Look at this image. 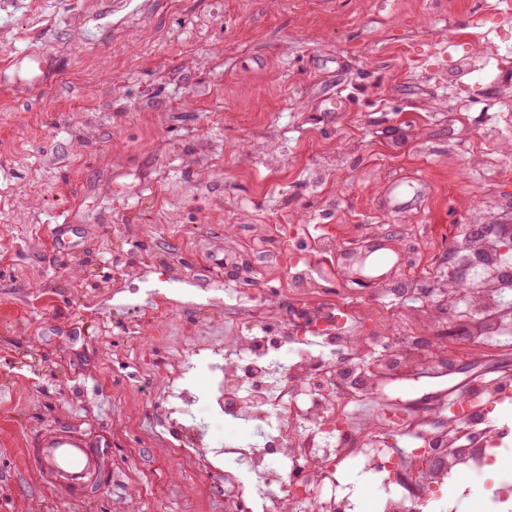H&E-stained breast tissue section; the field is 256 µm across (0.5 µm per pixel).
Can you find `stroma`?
<instances>
[{
    "label": "stroma",
    "instance_id": "1",
    "mask_svg": "<svg viewBox=\"0 0 512 512\" xmlns=\"http://www.w3.org/2000/svg\"><path fill=\"white\" fill-rule=\"evenodd\" d=\"M488 0H0V58L47 56L0 82V512H220L216 479L151 436L157 388L138 361L200 323L207 284L267 299V329L338 304L387 322L366 289L315 268V298L292 295L289 264L309 235L338 252L377 235L436 234L418 284L448 268L451 230L479 200L512 209V125L500 122L512 67L459 84L481 52ZM496 128L478 150L451 131ZM423 185L417 209L381 208L385 186ZM67 222L70 247L51 228ZM277 225L256 254L259 225ZM301 224L305 233H288ZM138 322V334L126 326ZM452 370L385 378L384 411L448 415L450 389L512 373V351L474 349ZM64 427L91 441V494L45 481L28 450Z\"/></svg>",
    "mask_w": 512,
    "mask_h": 512
}]
</instances>
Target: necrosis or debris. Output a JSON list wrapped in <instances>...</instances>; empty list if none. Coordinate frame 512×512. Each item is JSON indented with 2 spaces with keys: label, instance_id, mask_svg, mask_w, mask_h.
Listing matches in <instances>:
<instances>
[{
  "label": "necrosis or debris",
  "instance_id": "obj_1",
  "mask_svg": "<svg viewBox=\"0 0 512 512\" xmlns=\"http://www.w3.org/2000/svg\"><path fill=\"white\" fill-rule=\"evenodd\" d=\"M487 205L470 210L448 243L451 266L465 280L448 277L434 288L383 280L378 295L425 303L428 314L466 317L482 348L512 346V223H494ZM223 315L237 329L222 339L200 336L176 347L174 362L149 363L162 379V411L155 433L167 446L194 456L200 470L219 477L225 512H359L344 474L370 479L374 512H459L445 493L460 474L477 478L512 452L504 448L483 405L429 427L405 413L365 425L353 412L375 401L378 383L396 371L441 367L428 342L402 321L398 341L372 351V337L320 333L298 324L282 336H265L269 314L260 302L241 309L212 296L198 308L199 320ZM208 383L199 386V373ZM241 429L240 437L212 445V418Z\"/></svg>",
  "mask_w": 512,
  "mask_h": 512
}]
</instances>
